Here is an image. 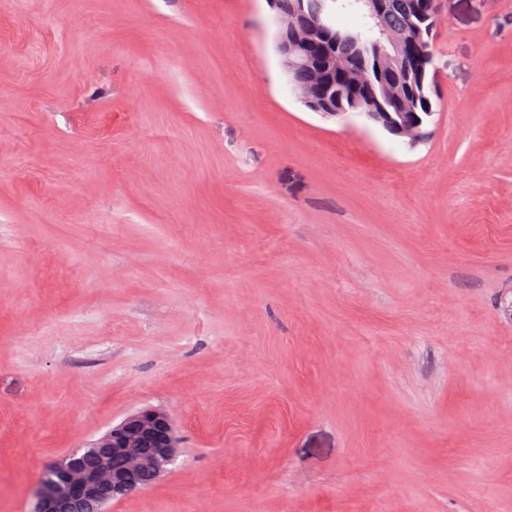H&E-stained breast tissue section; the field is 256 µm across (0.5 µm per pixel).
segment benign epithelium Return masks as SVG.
I'll use <instances>...</instances> for the list:
<instances>
[{"label":"benign epithelium","mask_w":512,"mask_h":512,"mask_svg":"<svg viewBox=\"0 0 512 512\" xmlns=\"http://www.w3.org/2000/svg\"><path fill=\"white\" fill-rule=\"evenodd\" d=\"M275 9L277 37L275 51L283 70L301 63H310L309 50L319 41L336 43L343 38L329 22L330 6L318 5L314 17L300 26L296 18L311 10L308 0H293L290 10L284 12L278 0H268ZM343 40L363 56L374 55V67L359 74L357 84L384 86V76L398 65H410L414 56L428 57L427 41L420 25L414 24L400 41L388 39L386 44L373 41L367 35H349ZM346 59L329 57L327 66L315 68L317 85H324L329 75L343 69ZM293 94L310 111L325 118L350 121L362 118L357 110H341L334 101L317 94L315 87H294ZM397 98L390 92L378 100L375 115L380 127L389 134L415 146L427 138L425 124L420 120L403 121L401 113L392 112L386 105ZM97 463L92 468L81 466L74 456H67L45 467L32 491V512H106L108 500L101 497L107 487L112 499H120L142 488V477L147 471L160 477L176 461L181 439L171 415L159 408L146 407L127 414L119 423L99 435L94 441ZM125 459V466L112 468V458Z\"/></svg>","instance_id":"benign-epithelium-1"}]
</instances>
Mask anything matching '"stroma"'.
Instances as JSON below:
<instances>
[{
	"label": "stroma",
	"mask_w": 512,
	"mask_h": 512,
	"mask_svg": "<svg viewBox=\"0 0 512 512\" xmlns=\"http://www.w3.org/2000/svg\"><path fill=\"white\" fill-rule=\"evenodd\" d=\"M272 15L0 0V512L145 407L181 452L108 512H512V0H442L413 149ZM346 59L336 57V53L329 57L326 67L318 66L314 73L318 78L314 86L294 87L291 90L296 98L310 111L316 112L325 118H336L343 121H350L355 118H364L363 112H372L376 108L375 98L377 97L376 88H354L348 76L336 74L332 83L320 89V93L329 98H336V105L342 109H336L334 101L327 97L317 94L315 86H323L329 78V75L336 73L337 69H343L346 65ZM354 103V104H353ZM357 108V110L351 109ZM351 109V110H346ZM366 114V119L368 118Z\"/></svg>",
	"instance_id": "1"
}]
</instances>
